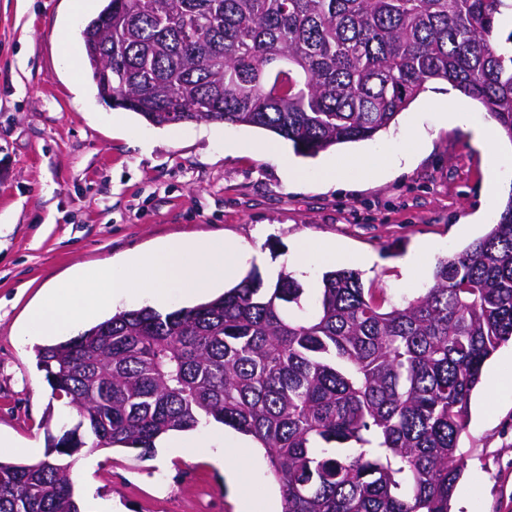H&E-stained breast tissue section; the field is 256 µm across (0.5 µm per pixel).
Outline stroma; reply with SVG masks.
<instances>
[{"instance_id":"1","label":"stroma","mask_w":512,"mask_h":512,"mask_svg":"<svg viewBox=\"0 0 512 512\" xmlns=\"http://www.w3.org/2000/svg\"><path fill=\"white\" fill-rule=\"evenodd\" d=\"M103 6L93 0L75 15L69 0H0V433L17 443L0 449L4 461H31L26 446L44 443L52 390L36 343L19 331L50 282L179 238L221 237L246 246L243 271L268 281L295 272V249L303 247L305 269L296 274L307 288L316 287L330 246L346 253L339 268L349 256H372L359 268L364 286L396 302L428 285L438 259L484 235L512 196V171L490 189L472 131L440 123L446 102L469 104L477 123L491 121L444 83L429 84L389 132L314 157L258 128H156L109 107L85 62L72 76L60 57L64 40L81 51L80 26ZM417 122L428 134L421 143L408 135ZM332 157L345 177L327 187L321 166ZM415 251L418 270H405ZM485 368L451 512H512V400L501 399L489 376L495 369L512 377V343ZM205 433L212 448L244 458L243 492L260 501L277 491L251 437L219 424ZM74 467L112 512L238 509L223 476L198 455L163 463L85 448Z\"/></svg>"}]
</instances>
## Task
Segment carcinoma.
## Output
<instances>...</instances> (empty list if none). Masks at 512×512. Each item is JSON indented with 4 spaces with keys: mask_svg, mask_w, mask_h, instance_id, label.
Instances as JSON below:
<instances>
[{
    "mask_svg": "<svg viewBox=\"0 0 512 512\" xmlns=\"http://www.w3.org/2000/svg\"><path fill=\"white\" fill-rule=\"evenodd\" d=\"M512 0H106L81 29L100 101L148 124L260 128L315 156L367 141L432 82L512 140ZM512 340V197L401 303L361 274L249 272L193 307L119 311L37 351L78 420L0 461V512H81L77 449L152 454L212 421L264 449L282 512H449L470 397Z\"/></svg>",
    "mask_w": 512,
    "mask_h": 512,
    "instance_id": "1",
    "label": "carcinoma"
}]
</instances>
